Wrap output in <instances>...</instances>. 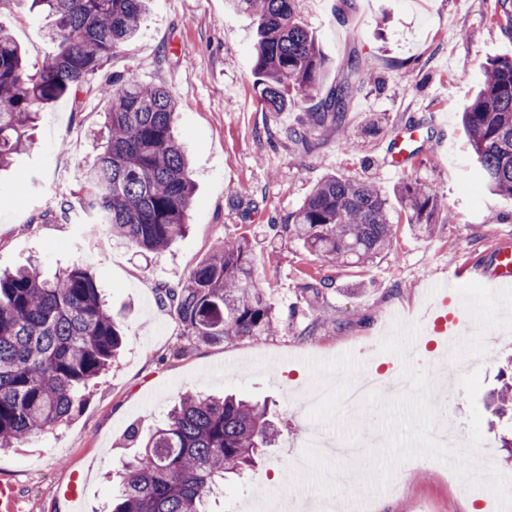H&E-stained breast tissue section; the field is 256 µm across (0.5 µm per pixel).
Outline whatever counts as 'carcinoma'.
<instances>
[{
    "mask_svg": "<svg viewBox=\"0 0 512 512\" xmlns=\"http://www.w3.org/2000/svg\"><path fill=\"white\" fill-rule=\"evenodd\" d=\"M53 17L48 37L55 50L40 70L26 73L22 52L0 30V170L29 153L28 134L40 109L64 97L80 111L79 91L132 41L148 0H34ZM235 13L257 20L253 72L260 99L271 112L318 92L325 61L303 23V0H225ZM492 16L512 33V0H492ZM369 61L352 55L343 79L288 130L305 146L310 136L339 128L347 100L361 86ZM479 88L462 112L472 157L488 191L512 197V56L481 66ZM108 136L103 149L75 175L84 213L112 236L150 253L167 250L188 228L193 194L188 159L173 131L177 99L162 85L129 73L101 84ZM395 199L417 232L435 225L437 190L404 181ZM373 182L328 175L288 215L285 228L327 263L359 264L388 249L391 211ZM67 209L40 211L31 224H61ZM159 301L195 343L258 338L280 319L255 284L245 236L217 241L211 253L177 282L155 284ZM122 347L118 319L88 268L74 264L53 279L35 265L0 277V448H15L69 423L90 387ZM512 404V383L487 396L495 411ZM266 405L232 394H188L168 411L140 453L115 472L111 512H206L224 482L255 466L262 448L278 440Z\"/></svg>",
    "mask_w": 512,
    "mask_h": 512,
    "instance_id": "carcinoma-1",
    "label": "carcinoma"
}]
</instances>
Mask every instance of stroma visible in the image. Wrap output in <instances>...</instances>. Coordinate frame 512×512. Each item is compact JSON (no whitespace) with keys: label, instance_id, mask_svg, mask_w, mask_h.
Listing matches in <instances>:
<instances>
[{"label":"stroma","instance_id":"1","mask_svg":"<svg viewBox=\"0 0 512 512\" xmlns=\"http://www.w3.org/2000/svg\"><path fill=\"white\" fill-rule=\"evenodd\" d=\"M303 20L326 65L319 94L284 112H270L254 86L255 25L227 10L224 0H152L138 37L115 54L105 75L133 71L146 83L172 89L178 101L176 135L190 158L195 193L190 229L168 250L142 254L88 224H33L32 213L68 202L80 211L72 171L95 153L94 131L104 105L82 90V110L63 98L42 109L34 149L13 172L0 174V271L31 262L44 277L73 264L91 267L108 305L123 326L125 347L71 423L0 452V483L16 488L0 512H68L59 489L84 477L83 512H105L112 486L105 475L139 451L180 397L196 392L237 393L267 403L284 419L279 441L262 449L255 469L227 482L211 512H258L255 501L289 504L292 512L331 506L335 496L303 488L291 465L303 453L308 429L329 443L372 433L365 408L338 412L335 399L314 407L299 403L306 387L344 382L369 369L404 365L449 377L446 420L469 430V404L461 376L480 372V390L501 383L512 357V294L489 286L494 252L512 242V199L488 194L471 157L460 114L481 81L488 59L512 56V35L489 21V0H308ZM44 13L0 0V29L21 45L28 73L53 46ZM374 66L347 104L341 130L316 134L310 149L295 146L289 128L314 111L343 76L352 54ZM416 124L421 150L404 170L385 165L398 128ZM376 180L385 194L405 179L438 191L440 211L432 234H416L394 216L388 250L362 264H324L301 241L279 232L326 174ZM247 236L255 275L281 316L276 335L195 344L182 334L155 292L157 281L186 277L225 237ZM332 279L317 301L304 286ZM443 291L470 321L456 351L435 364L420 350L403 363L381 351L393 318L417 322L419 308ZM334 320L304 335L317 308ZM482 492L464 488L448 464L415 458L394 469L389 489L371 495L373 512H468Z\"/></svg>","mask_w":512,"mask_h":512}]
</instances>
